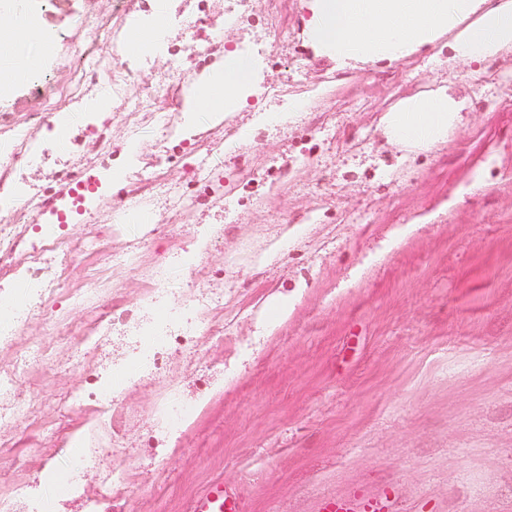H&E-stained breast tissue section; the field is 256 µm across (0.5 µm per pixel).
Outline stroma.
Instances as JSON below:
<instances>
[{"instance_id": "1", "label": "stroma", "mask_w": 512, "mask_h": 512, "mask_svg": "<svg viewBox=\"0 0 512 512\" xmlns=\"http://www.w3.org/2000/svg\"><path fill=\"white\" fill-rule=\"evenodd\" d=\"M34 8L53 42L35 74L56 83L58 107L15 87L0 99V138L30 193L106 181L51 229L33 213L26 241L62 238L79 283L111 246L137 263L79 304L22 295L32 312L0 347V370L17 374L0 412L30 403L27 420L0 424V489L18 488L16 512H43L49 471L68 480L56 512H189L216 481L244 512H322L356 494L385 497L383 512H512V48L476 78L449 64L444 38L390 65L338 62L306 43L307 0H170L171 37L113 88L79 57L95 31L125 64L120 39L154 0ZM222 26L225 47L256 63L246 109L199 117L191 136L182 103L132 113L159 83L188 88L219 60ZM439 85L465 104L447 144H388L384 112ZM291 109L293 121L234 144L254 113ZM63 110L75 114L65 151L47 129ZM129 139L139 157L124 166ZM15 169L0 166L1 193ZM135 209L153 222L131 223ZM287 228L296 236L272 252ZM172 274L177 290L149 316L190 301L197 343L155 368L135 327L82 342L98 316ZM100 374L113 384L102 423L72 399Z\"/></svg>"}]
</instances>
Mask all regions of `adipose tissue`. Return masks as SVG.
Returning a JSON list of instances; mask_svg holds the SVG:
<instances>
[{
  "label": "adipose tissue",
  "instance_id": "obj_1",
  "mask_svg": "<svg viewBox=\"0 0 512 512\" xmlns=\"http://www.w3.org/2000/svg\"><path fill=\"white\" fill-rule=\"evenodd\" d=\"M168 0H156V21L132 26L123 53L139 58L162 42L169 30L161 18ZM307 41L336 60L394 61L450 36L456 59L482 64L512 46V0H311ZM0 43L11 46L19 65L0 72V90L27 76L43 40L31 21L12 13L10 0H0ZM256 77V64L239 50L225 51L188 88L184 103L185 131L196 127L199 114L222 117L242 109ZM463 105L437 88L400 100L382 118L389 143L427 151L445 142L462 120Z\"/></svg>",
  "mask_w": 512,
  "mask_h": 512
}]
</instances>
